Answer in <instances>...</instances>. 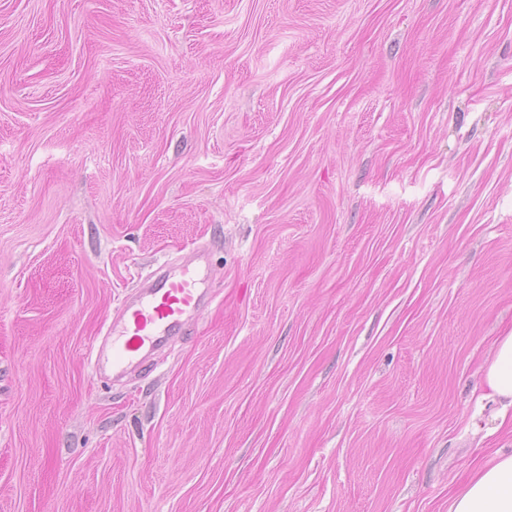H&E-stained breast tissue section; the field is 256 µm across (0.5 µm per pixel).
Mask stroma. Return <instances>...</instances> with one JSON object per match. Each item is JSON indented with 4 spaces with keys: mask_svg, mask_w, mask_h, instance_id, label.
<instances>
[{
    "mask_svg": "<svg viewBox=\"0 0 512 512\" xmlns=\"http://www.w3.org/2000/svg\"><path fill=\"white\" fill-rule=\"evenodd\" d=\"M511 332L512 0H0V512H448ZM163 269L147 278L118 309L104 335L98 369L105 364L113 373H121L141 366L147 354L162 351L181 336L191 314L206 304L201 284L210 269L201 250L194 249L180 260L174 273Z\"/></svg>",
    "mask_w": 512,
    "mask_h": 512,
    "instance_id": "stroma-1",
    "label": "stroma"
}]
</instances>
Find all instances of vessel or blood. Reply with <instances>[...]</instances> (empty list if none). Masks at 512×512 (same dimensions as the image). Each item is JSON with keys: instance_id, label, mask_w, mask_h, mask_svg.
<instances>
[{"instance_id": "b4317fda", "label": "vessel or blood", "mask_w": 512, "mask_h": 512, "mask_svg": "<svg viewBox=\"0 0 512 512\" xmlns=\"http://www.w3.org/2000/svg\"><path fill=\"white\" fill-rule=\"evenodd\" d=\"M204 260L201 250H192L176 271H155L127 297L106 330L98 364L124 372L181 336L191 314L206 303L201 284L210 270Z\"/></svg>"}]
</instances>
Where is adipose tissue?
Listing matches in <instances>:
<instances>
[{
  "instance_id": "1",
  "label": "adipose tissue",
  "mask_w": 512,
  "mask_h": 512,
  "mask_svg": "<svg viewBox=\"0 0 512 512\" xmlns=\"http://www.w3.org/2000/svg\"><path fill=\"white\" fill-rule=\"evenodd\" d=\"M484 380L491 396L512 404V333L496 341ZM448 512H512V454L496 456L478 469Z\"/></svg>"
}]
</instances>
